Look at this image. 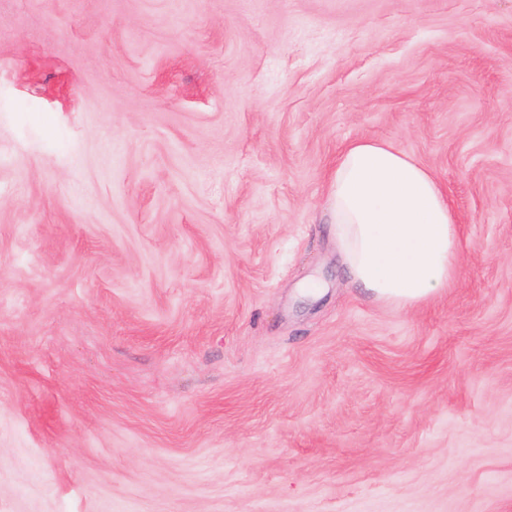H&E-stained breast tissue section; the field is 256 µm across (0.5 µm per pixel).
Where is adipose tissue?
<instances>
[{
  "instance_id": "ef3b65f1",
  "label": "adipose tissue",
  "mask_w": 512,
  "mask_h": 512,
  "mask_svg": "<svg viewBox=\"0 0 512 512\" xmlns=\"http://www.w3.org/2000/svg\"><path fill=\"white\" fill-rule=\"evenodd\" d=\"M328 202L352 279L372 299L418 305L455 281L456 216L434 173L392 144H346Z\"/></svg>"
}]
</instances>
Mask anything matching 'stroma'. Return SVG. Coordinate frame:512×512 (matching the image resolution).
Masks as SVG:
<instances>
[{
    "mask_svg": "<svg viewBox=\"0 0 512 512\" xmlns=\"http://www.w3.org/2000/svg\"><path fill=\"white\" fill-rule=\"evenodd\" d=\"M358 138L426 303L345 270ZM0 512H512V0H0ZM328 202L353 282L372 299L418 305L455 281L456 216L434 173L392 144H346Z\"/></svg>",
    "mask_w": 512,
    "mask_h": 512,
    "instance_id": "stroma-1",
    "label": "stroma"
}]
</instances>
